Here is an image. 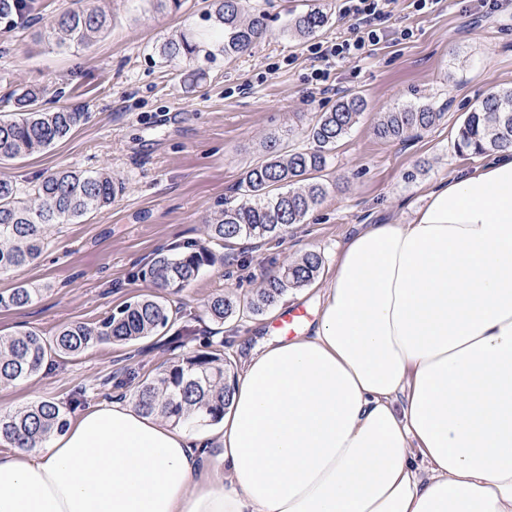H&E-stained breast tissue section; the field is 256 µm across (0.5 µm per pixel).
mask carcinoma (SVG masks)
<instances>
[{
	"mask_svg": "<svg viewBox=\"0 0 512 512\" xmlns=\"http://www.w3.org/2000/svg\"><path fill=\"white\" fill-rule=\"evenodd\" d=\"M27 0H0V23L11 25ZM207 18L219 33L217 43L224 57L250 50L265 37V15L250 7V0H212ZM328 22L320 8L294 16L287 30L300 36L321 31ZM108 27L107 16L85 6L66 10L45 24L47 37L57 47L87 46ZM167 61L176 65L196 61L202 45L195 37L181 35L160 45ZM40 89L29 86L14 92L15 112L0 115V160H12L46 149L64 139L88 113L79 108H41ZM365 109L361 96L343 98L329 112H321L307 129L313 146L282 152L275 142L267 145L268 157L249 169L240 181L242 200L219 208L207 225L209 239L222 245L241 240L269 239L307 214L326 196L327 186L312 177L322 171L330 153L348 134ZM442 118L429 104L406 105L384 114L375 135L384 140H403L427 130ZM512 145V88L489 94L464 117L455 150L460 153L492 154ZM115 196L112 173L104 169L57 170L24 198L7 180H0V275L35 264L46 247L47 232L54 224L69 223L112 203ZM224 263V256L191 245L158 253L143 276L160 291L189 286L202 269ZM323 264L316 252L304 254L278 273L270 275L252 297L242 301L219 293L205 304L209 318L217 323L239 313L260 315L286 291L302 287L318 276ZM41 289L18 283L0 293V307L19 308L32 303ZM172 316L160 295L136 297L119 309L93 322L62 326L51 337L24 331L0 337V387L16 385L36 376L48 357L76 356L101 344L131 345L159 336L171 328ZM232 382L224 355L219 350L198 351L141 382L136 406L173 425L216 422L230 404ZM68 413L53 402L31 403L11 413L0 414V438L21 448H38L50 436L62 433Z\"/></svg>",
	"mask_w": 512,
	"mask_h": 512,
	"instance_id": "1",
	"label": "carcinoma"
}]
</instances>
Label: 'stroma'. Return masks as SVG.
Returning <instances> with one entry per match:
<instances>
[{
  "label": "stroma",
  "mask_w": 512,
  "mask_h": 512,
  "mask_svg": "<svg viewBox=\"0 0 512 512\" xmlns=\"http://www.w3.org/2000/svg\"><path fill=\"white\" fill-rule=\"evenodd\" d=\"M110 21L88 47L58 48L42 36L46 21L72 8L73 0H30L12 27L0 26V113L13 111L9 96L33 85L47 108L80 107L88 119L50 148L0 163V179L26 191L62 168H105L122 191L100 211L50 232L40 260L0 276V292L26 282L41 296L22 308L0 309V336L28 329L53 335L71 322L92 323L133 297L151 294L143 276L162 250L207 240L218 202H236L246 171L276 139L280 149L309 147L306 129L317 113L343 96L366 101L358 122L317 177L324 200L278 237L240 242L224 263L202 270L187 288L170 290L177 315L162 336L131 346L104 344L76 357L45 361L40 373L0 388V412L53 401L84 407L133 395L145 378L201 347L223 343L231 373H238L239 344L272 337L267 314H243L216 324L203 312L214 294L250 297L283 263L309 251L324 264L313 289H289L288 308L314 307L315 290L327 287L336 254L356 225L406 223L430 190L449 175L469 170L480 156H462L453 143L463 115L487 95L512 86V0L493 13L479 0H441L419 13L397 0L389 28L409 29L404 41L384 39L367 57L332 65V91L311 82L309 50L316 40L346 33L350 20L337 0H252L267 18L268 36L249 52L199 57L201 79L159 54L169 37L190 33L212 42L206 0H184L176 12L153 11L147 0H91ZM328 14L313 38L288 35L291 14L311 8ZM405 104H431L444 115L436 125L403 140L385 141L374 128L385 112Z\"/></svg>",
  "instance_id": "obj_1"
}]
</instances>
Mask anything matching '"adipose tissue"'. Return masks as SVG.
<instances>
[{
	"label": "adipose tissue",
	"instance_id": "adipose-tissue-1",
	"mask_svg": "<svg viewBox=\"0 0 512 512\" xmlns=\"http://www.w3.org/2000/svg\"><path fill=\"white\" fill-rule=\"evenodd\" d=\"M209 433L134 399L0 451V512H512V147L358 226Z\"/></svg>",
	"mask_w": 512,
	"mask_h": 512
}]
</instances>
